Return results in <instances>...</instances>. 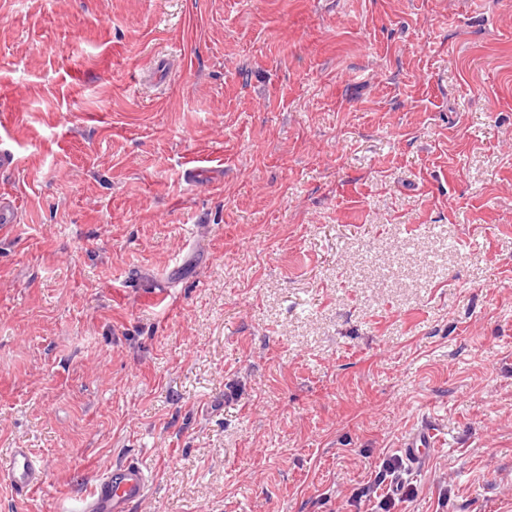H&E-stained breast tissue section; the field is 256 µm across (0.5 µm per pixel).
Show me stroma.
<instances>
[{
	"label": "stroma",
	"instance_id": "1",
	"mask_svg": "<svg viewBox=\"0 0 512 512\" xmlns=\"http://www.w3.org/2000/svg\"><path fill=\"white\" fill-rule=\"evenodd\" d=\"M0 111V512H512V0H0ZM436 430L429 425H423L400 445L405 458L412 464L424 459L430 448L436 445ZM1 472L19 491L33 490L40 486L45 478L42 465L27 448L10 449L6 466L2 467ZM148 472L138 462L116 463L98 476L87 494L74 499L68 512H130L147 495Z\"/></svg>",
	"mask_w": 512,
	"mask_h": 512
}]
</instances>
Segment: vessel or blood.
<instances>
[{"instance_id":"b4317fda","label":"vessel or blood","mask_w":512,"mask_h":512,"mask_svg":"<svg viewBox=\"0 0 512 512\" xmlns=\"http://www.w3.org/2000/svg\"><path fill=\"white\" fill-rule=\"evenodd\" d=\"M435 435L431 426H421L401 443L400 450L410 463H417L435 447ZM0 474L20 491L37 488L45 478L42 465L27 448L10 449ZM148 484L149 475L140 463H117L97 477L87 494L74 499L68 512H130L146 497Z\"/></svg>"}]
</instances>
